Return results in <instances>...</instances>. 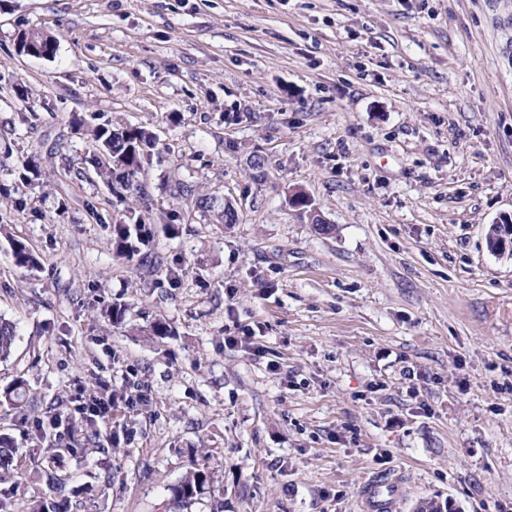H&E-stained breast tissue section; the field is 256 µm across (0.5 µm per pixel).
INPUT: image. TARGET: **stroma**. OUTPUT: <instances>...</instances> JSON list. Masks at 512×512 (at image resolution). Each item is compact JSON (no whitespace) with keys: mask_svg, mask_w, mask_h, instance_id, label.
<instances>
[{"mask_svg":"<svg viewBox=\"0 0 512 512\" xmlns=\"http://www.w3.org/2000/svg\"><path fill=\"white\" fill-rule=\"evenodd\" d=\"M500 12L0 0V392L26 389L0 403L22 464L0 512L59 481L64 512H360L387 474L396 512H512V254L488 246L512 216ZM22 31L53 56L17 53ZM94 126L151 132L132 187L97 174ZM119 222L150 232L134 257ZM80 392L114 395L111 425L40 437ZM196 466L210 487L183 511ZM209 481L210 476L205 469L195 468L194 471H189L173 489L174 499L179 506L188 508L204 494Z\"/></svg>","mask_w":512,"mask_h":512,"instance_id":"1","label":"stroma"}]
</instances>
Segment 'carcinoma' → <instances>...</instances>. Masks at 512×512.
Returning a JSON list of instances; mask_svg holds the SVG:
<instances>
[{
  "label": "carcinoma",
  "mask_w": 512,
  "mask_h": 512,
  "mask_svg": "<svg viewBox=\"0 0 512 512\" xmlns=\"http://www.w3.org/2000/svg\"><path fill=\"white\" fill-rule=\"evenodd\" d=\"M99 142L106 163L100 166V175L108 184H120L129 187L141 170L144 145L150 142V136L139 128H126L111 131L97 127L93 133ZM16 341L15 326L7 320H0V359L6 360L12 354ZM17 452L12 441L0 437V471L9 474L17 470ZM210 481L209 474L203 469L189 472L173 489L174 499L185 508L201 497Z\"/></svg>",
  "instance_id": "obj_1"
}]
</instances>
